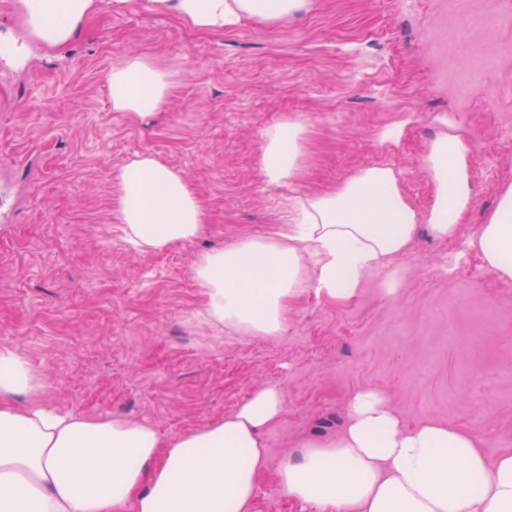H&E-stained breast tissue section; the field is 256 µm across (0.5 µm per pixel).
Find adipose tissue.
<instances>
[{
  "instance_id": "ef3b65f1",
  "label": "adipose tissue",
  "mask_w": 512,
  "mask_h": 512,
  "mask_svg": "<svg viewBox=\"0 0 512 512\" xmlns=\"http://www.w3.org/2000/svg\"><path fill=\"white\" fill-rule=\"evenodd\" d=\"M310 0H149L159 15L221 33L247 21L284 27ZM101 0H15L25 37L47 49L69 45ZM112 109L139 118L163 111L171 79L132 53L108 76ZM467 144L443 132L428 145L433 187L426 220L405 199L396 171L373 163L334 188L299 192L287 219L262 236L201 254L193 268L207 320L255 336H276L306 292L356 299L368 277L394 276V263L427 224L453 239L472 202ZM267 185L293 186L308 155V131L285 119L262 133ZM120 220L129 243L153 252L202 231L203 206L187 177L140 155L116 173ZM486 268L512 279V186L466 240ZM29 363L0 348V512H252L268 467L264 432L281 413V395L260 388L229 416L165 440L147 422L92 418L42 405L16 406L35 390ZM349 422L334 439L306 442L275 478L289 499L319 512H512V452L489 456L482 440L455 426L405 425L374 389L348 401Z\"/></svg>"
}]
</instances>
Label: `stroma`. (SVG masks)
I'll return each mask as SVG.
<instances>
[{
  "instance_id": "35a3bbf8",
  "label": "stroma",
  "mask_w": 512,
  "mask_h": 512,
  "mask_svg": "<svg viewBox=\"0 0 512 512\" xmlns=\"http://www.w3.org/2000/svg\"><path fill=\"white\" fill-rule=\"evenodd\" d=\"M172 76L165 111H113L107 74L126 54ZM308 128L298 190L333 188L385 163L419 216L439 132L470 146L472 204L455 240L419 226L359 297L307 293L273 338L202 321L192 267L203 252L282 222L287 189L260 170L263 130ZM399 127L398 144L380 135ZM138 155L183 172L205 207L203 232L160 252L124 240L117 170ZM0 346L33 365V403L150 422L165 438L231 414L252 392L282 395L264 435L270 472L253 512L282 490L272 471L310 440L338 437L347 402L385 393L409 426L437 420L512 451V280L464 243L512 185V0H311L287 27L246 22L195 30L148 0H103L62 50L27 45L0 57Z\"/></svg>"
}]
</instances>
